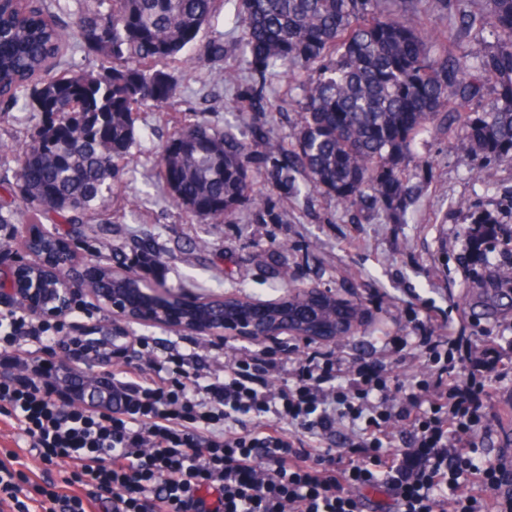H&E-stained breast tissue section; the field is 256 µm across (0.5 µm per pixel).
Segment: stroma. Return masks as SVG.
<instances>
[{
  "label": "stroma",
  "instance_id": "obj_1",
  "mask_svg": "<svg viewBox=\"0 0 512 512\" xmlns=\"http://www.w3.org/2000/svg\"><path fill=\"white\" fill-rule=\"evenodd\" d=\"M486 7V0H422L407 17L427 29L451 28L454 49L464 55L496 38L487 29L449 27L448 19L459 13L480 15ZM232 12L223 0L215 21L203 26L196 41L223 36L233 47L227 63L237 65L246 80L249 66L234 47L238 32L227 21ZM173 76L178 109L138 114L131 161L114 181L120 208L108 234L82 250L85 270L115 265L116 254L131 253L135 244L147 242L158 257L152 284L174 294L267 302L284 297L289 284L324 289L360 305L354 336L335 346L346 357L381 347L382 336L408 334L409 313L428 308L455 335L502 332L511 310L486 315L481 306L462 307L466 295L477 298L481 292L461 276L454 241L464 235L471 209L492 210L512 198V162L482 169L463 136L436 125L414 147L415 160L409 165L413 194L404 209L344 210L328 196L310 192L300 172H283L263 160L257 188L271 197V219L255 223L243 213L231 222H201L173 203L155 165L172 128L202 112L214 127L233 130L246 141L256 125L290 141L299 120L293 100L310 73L269 71L265 91L275 106L271 112L241 111L239 86L215 82L210 68L185 64ZM122 329L147 339L158 355L193 347L217 366L232 360L242 346L235 338L223 345L137 321L123 323Z\"/></svg>",
  "mask_w": 512,
  "mask_h": 512
}]
</instances>
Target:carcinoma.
Returning <instances> with one entry per match:
<instances>
[{"mask_svg": "<svg viewBox=\"0 0 512 512\" xmlns=\"http://www.w3.org/2000/svg\"><path fill=\"white\" fill-rule=\"evenodd\" d=\"M218 0H91L76 13L75 30L60 23L45 0H5L0 6V113L23 106L41 115L19 148L21 164L9 191L37 226L52 213L71 232L40 238L30 248L87 244L102 227L85 221L106 212L113 180L127 165L135 115L147 107L173 110L176 84L161 64L175 62L213 16ZM389 0H235L233 24L241 29L251 79L241 90L247 112L272 104L263 89L275 67L320 65L295 99L300 125L284 146L254 128L253 141L212 127L201 117L171 134L156 157L173 202L192 217L228 221L240 207L251 219L271 216L270 197L257 193L254 164L260 153L300 170L315 190L347 208L365 202L398 207L409 191L400 168L440 115L459 131L485 166L512 161V0H487V13L468 27L489 26L497 43L469 58L448 47L450 28L429 35L391 13ZM76 37L100 61L97 72L61 66L64 47ZM444 46L432 53L431 39ZM219 36L199 51L197 65L224 60ZM493 81L490 107L472 111ZM473 224L499 223L498 211L474 208ZM114 288H144L126 271ZM301 294L295 287L278 302L235 299L247 319L283 321ZM336 297L313 311L312 323L337 327Z\"/></svg>", "mask_w": 512, "mask_h": 512, "instance_id": "cac0c4a2", "label": "carcinoma"}]
</instances>
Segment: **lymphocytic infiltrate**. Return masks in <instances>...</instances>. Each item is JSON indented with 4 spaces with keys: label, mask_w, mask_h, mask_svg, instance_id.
<instances>
[{
    "label": "lymphocytic infiltrate",
    "mask_w": 512,
    "mask_h": 512,
    "mask_svg": "<svg viewBox=\"0 0 512 512\" xmlns=\"http://www.w3.org/2000/svg\"><path fill=\"white\" fill-rule=\"evenodd\" d=\"M52 327L0 314V422L23 443L0 460V512H365L349 489L378 482L395 512H512V471L476 442L499 421L487 381L512 374V336L449 337L428 313L348 361L267 347L215 370L143 348L88 409L48 357ZM410 344L431 369L402 380ZM30 456L66 463L62 480L42 486Z\"/></svg>",
    "instance_id": "lymphocytic-infiltrate-1"
}]
</instances>
